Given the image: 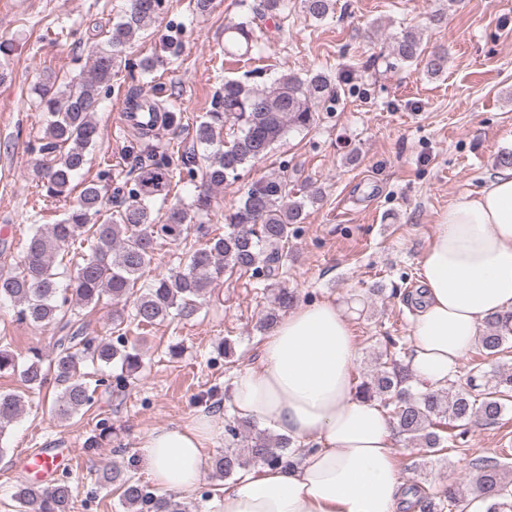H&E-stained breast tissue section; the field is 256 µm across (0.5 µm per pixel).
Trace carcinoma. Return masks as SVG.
I'll list each match as a JSON object with an SVG mask.
<instances>
[{
  "label": "carcinoma",
  "mask_w": 512,
  "mask_h": 512,
  "mask_svg": "<svg viewBox=\"0 0 512 512\" xmlns=\"http://www.w3.org/2000/svg\"><path fill=\"white\" fill-rule=\"evenodd\" d=\"M167 0H130L124 18L106 32L89 68L80 78L56 84L48 80L35 85L32 93L45 112L44 137L38 152L42 163L35 170L50 196H68L75 176L85 167L96 144L97 124L93 116L110 90L115 69L150 71L164 63L161 56L137 62L125 58L126 49L141 31L151 29L163 14ZM335 0H303L306 15L323 20L333 13ZM286 9L285 0H258L253 11L259 16H276ZM395 62H421L426 72L438 76L448 67V52H426L421 38L410 30L392 36ZM258 36L246 22L224 26V54H248ZM337 91L322 72L302 76L283 73L269 87H259L237 79H226L213 95L211 110L196 129V144L202 151L186 150L173 157L155 143V136L141 133V140L128 150L129 179L111 188L105 201L102 182L112 180L102 171L100 180L83 183L65 217L55 224L38 225L23 241L22 259L16 267L0 268V302L15 308L17 320L52 330L55 356L43 358L32 348L21 360L11 350L0 348V374L20 376L29 390L53 387L56 397L50 411L66 422L90 408L96 388L124 389L142 365L140 341H129L127 332L113 338H98L84 332L78 310L97 305L107 296L114 302L131 303L129 323L141 329L187 319L200 312L213 282L227 269L249 271L266 281L272 292V308L258 328L268 331L280 315L297 302L295 290L279 278L288 269V241L295 225L305 220V208L321 200V191L308 189L300 198L290 195L288 179L267 175L251 182L238 205L224 215V233L215 234L197 218L215 203V191L239 178L240 171L265 157L288 132L310 127L316 110L336 99ZM129 106L146 108L149 127L162 123L169 128L179 122L173 103L159 91L150 99L129 92ZM236 129L230 142L223 138L224 127ZM184 171L201 181L200 191L186 202L177 199L162 215L152 205L167 201L174 174ZM194 230L202 241L184 266L159 274L144 285L140 280L151 265L158 241L177 242ZM84 238L88 253L70 274L58 271V256L75 240ZM67 282H62V279ZM512 314L493 316L486 321L478 341L483 359L509 349ZM377 358L375 369L357 387L358 393L378 401L389 410L397 433L421 449L420 458L409 464L421 473L445 445L456 446L464 434L460 424L481 421L495 423L512 400V365L498 364L491 370L477 363L469 370L466 385L415 389L409 365L394 350L396 341ZM120 365L112 376L103 369ZM100 372L95 387L85 381L86 367ZM24 411V397L16 392H0V441ZM294 453L292 439L256 428L247 419L224 424V453L213 458V473L226 478L257 465L275 467ZM470 496L492 500L488 512L512 509V479L501 464L483 460L473 464ZM103 485L118 492L125 512H189L188 503L175 495L159 498L119 467L102 473ZM420 512H459L461 497L452 489L442 494L427 493L414 483ZM75 488L58 479L51 485L23 483L15 495L18 512H71Z\"/></svg>",
  "instance_id": "1"
}]
</instances>
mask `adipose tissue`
<instances>
[{
	"mask_svg": "<svg viewBox=\"0 0 512 512\" xmlns=\"http://www.w3.org/2000/svg\"><path fill=\"white\" fill-rule=\"evenodd\" d=\"M410 367L433 386L454 379L488 318L512 312V169L459 195L420 260ZM346 312L320 301L290 309L267 335L259 361L231 383L238 417L256 419L303 447L290 464L256 467L219 487L218 512H406L414 501L397 468L395 431L362 398ZM223 430L212 416L153 431L139 444L160 489L192 493L204 453Z\"/></svg>",
	"mask_w": 512,
	"mask_h": 512,
	"instance_id": "1",
	"label": "adipose tissue"
}]
</instances>
